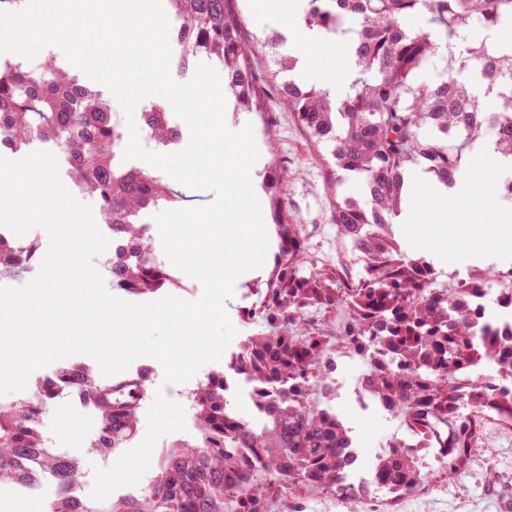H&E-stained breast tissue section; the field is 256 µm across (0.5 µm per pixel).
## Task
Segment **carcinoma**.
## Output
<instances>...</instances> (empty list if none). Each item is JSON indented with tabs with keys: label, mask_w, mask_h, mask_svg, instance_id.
Returning <instances> with one entry per match:
<instances>
[{
	"label": "carcinoma",
	"mask_w": 512,
	"mask_h": 512,
	"mask_svg": "<svg viewBox=\"0 0 512 512\" xmlns=\"http://www.w3.org/2000/svg\"><path fill=\"white\" fill-rule=\"evenodd\" d=\"M167 2L179 22V65L200 55L220 61L238 108L250 110L260 87L241 15L229 11L228 0ZM422 12L433 24L429 31L410 26ZM348 15L359 21L348 41L356 71L340 98L294 78L297 59L279 52L283 37L269 34L260 45L271 50L274 76L281 77L274 92L310 145L334 174L359 181L358 195L335 201L332 220L362 272L352 278L314 264L304 227L288 220L286 171H267L279 242L265 292L279 297L291 315L280 328L247 337L232 367L268 403L263 419L239 418L226 396L224 372L212 371L191 395L194 439L170 445L144 492L109 506L64 493L50 512H228L242 498L271 507L281 479L297 490L316 482L345 497L351 428L296 394L300 382L317 375L307 315L336 303L353 312L336 342L370 357L366 386L378 408L396 404L410 423L435 435L434 447L447 456L443 467L422 471L409 452L389 455L372 468L368 496H402L447 479L464 468L489 418L512 424V324L479 330L484 307L466 306L482 291L485 307L512 308V265L446 277L425 258H406L393 227L415 169L452 186L489 132L495 152L512 162V42L495 38L512 19V0H308L304 23L338 35ZM433 57L446 62L447 74L419 82ZM463 72L472 81L458 79ZM483 92L495 95L496 110L484 106ZM145 128L158 145L172 140L163 110L147 113ZM121 136L102 92L51 64L37 72L10 58L0 61V143L17 151L35 138L54 142L76 185L99 199L112 235L126 243L127 250L114 249L107 260L111 287L155 294L173 282L151 249L144 217L177 195L149 170L119 164ZM56 377L83 384L110 436L101 452L122 448L134 436L140 399L130 390L137 383L127 377L100 382L77 364L58 367ZM54 402L55 391L38 385L31 395L0 404V483L25 480L35 487L46 473L77 481V459L52 448L42 432L41 415ZM249 448L260 450L255 476L243 471L240 451Z\"/></svg>",
	"instance_id": "carcinoma-1"
}]
</instances>
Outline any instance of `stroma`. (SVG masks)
I'll return each instance as SVG.
<instances>
[{"label": "stroma", "mask_w": 512, "mask_h": 512, "mask_svg": "<svg viewBox=\"0 0 512 512\" xmlns=\"http://www.w3.org/2000/svg\"><path fill=\"white\" fill-rule=\"evenodd\" d=\"M307 0H285L284 9L273 13L266 9L264 0H230L229 7L241 13L245 33L264 36L278 30L298 33L303 22ZM225 122L229 129L238 130L249 124L254 130L264 164L275 163L288 170L285 202L293 223L303 225L309 253L320 265L336 268L346 266L349 274H358L355 264L344 248L331 221L334 192L327 166L308 144L303 130L278 98L261 99L259 112L226 110ZM498 154L490 141H483L469 156L465 169L457 175L460 187L457 198L438 203L430 195V182L425 174H417L410 186L409 202L420 209L436 213L433 223L401 224L396 235L404 254L418 258L421 241L436 242L438 247L452 253L477 254L479 262L502 261L497 247L499 227L485 225L481 235H474L464 216L473 204H483L486 211L497 212L496 196L489 192L491 176L497 172ZM148 372L151 380L147 397L137 411L134 442H141L147 431V411L165 379L162 364L150 357H141L126 369V376ZM336 411L352 429L359 448V464L369 470L373 453L390 432L387 414L376 409H361L347 394L336 397ZM96 421L90 412L63 417L57 408H50L42 416V431L55 441L56 448L80 459L88 470L105 469L119 459L118 453L101 455L92 452L90 443ZM512 491V427L494 424L490 434L470 449L464 470L453 478L435 483L416 495L392 501L382 497L359 503L329 496H295L288 512H486L491 497Z\"/></svg>", "instance_id": "obj_1"}]
</instances>
